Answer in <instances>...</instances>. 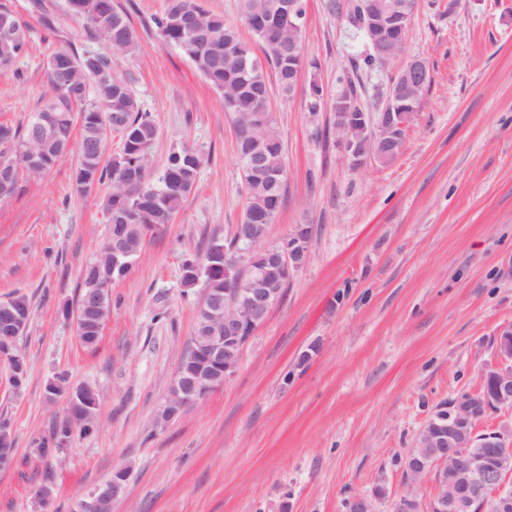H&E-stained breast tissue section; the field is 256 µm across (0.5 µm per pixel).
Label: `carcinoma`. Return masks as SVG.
Segmentation results:
<instances>
[{
	"mask_svg": "<svg viewBox=\"0 0 512 512\" xmlns=\"http://www.w3.org/2000/svg\"><path fill=\"white\" fill-rule=\"evenodd\" d=\"M328 8L344 13L348 24L364 38L368 53L362 66L373 68L383 58H394L400 46L385 48L382 40L403 41L406 34L395 28L380 31L365 18L360 0H329ZM70 16L83 21L81 36L87 40L101 37L114 52L135 56L140 52V38L129 16L118 10L113 0H67ZM240 18L247 24L254 41L244 39L236 25L224 16L204 10L197 0H166L161 14L154 16L158 36L177 46L205 80L224 96V108L232 123L260 141L256 164H240L245 205L241 223L273 224L283 206L286 186L278 185L284 173V148L267 107L269 76L283 95L292 92L295 75L293 57L301 49L302 34L288 30V0H238ZM0 15L12 20V33L0 38V70L12 68L27 52L28 28L12 11L0 9ZM262 55H257L254 45ZM245 56L251 60L246 72L229 65L225 55ZM83 57L71 51H57L47 61L48 83L57 107L52 112L39 111L26 124L0 123V166L14 172L11 195L23 192V178L42 175L75 149L79 164L75 173V189L84 191L91 184L109 183L100 197L106 218V230L125 232L140 256L145 246V229L152 231L170 223L187 198L195 192L202 155L182 146L167 157L160 176L149 172L151 149L158 137V127L146 112L134 90L131 78L114 69L112 55L99 52V67L89 71L80 65ZM425 87L411 90V95L394 101L395 112H416L422 104ZM81 120V135L73 141L74 117ZM46 126L47 136L34 143L30 132L35 122ZM118 139L112 162L103 164L108 153L109 137ZM132 272L130 267L109 269L106 244L86 266L79 300H84L91 281L103 290L98 302L102 317L112 310V283ZM201 278L215 292L224 291V261L214 260L203 269ZM196 335L200 336L193 358L185 363L192 370L203 359L202 337L224 333V323L207 309L196 312Z\"/></svg>",
	"mask_w": 512,
	"mask_h": 512,
	"instance_id": "cac0c4a2",
	"label": "carcinoma"
}]
</instances>
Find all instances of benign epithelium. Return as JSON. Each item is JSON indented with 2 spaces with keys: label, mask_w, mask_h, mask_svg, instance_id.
I'll use <instances>...</instances> for the list:
<instances>
[{
  "label": "benign epithelium",
  "mask_w": 512,
  "mask_h": 512,
  "mask_svg": "<svg viewBox=\"0 0 512 512\" xmlns=\"http://www.w3.org/2000/svg\"><path fill=\"white\" fill-rule=\"evenodd\" d=\"M427 74L426 62L412 58L406 80L420 86ZM401 115L384 112L376 119L371 112L337 113L336 134L354 159L373 157L371 142L388 137L395 128H405ZM261 224L235 226V243L224 247V297L210 304L211 313L224 319V335L209 337L208 358L191 379L171 387L160 411L158 423L165 425L185 415L199 400L222 386L239 364L245 346L271 309L279 302L282 286L291 274L310 259L311 227L297 224L278 243L264 237ZM115 262L132 263L125 237L112 241ZM24 330L20 311L12 302L0 305V355L13 363L15 391H20L27 368L23 355L15 349V339ZM499 362L492 367L493 393L483 389L459 392L448 405V415L434 413L419 431L415 447L432 448L431 459L412 455L403 468L408 485L425 481L437 492L424 506V512H471L484 497L485 512H512V417L489 429L481 428V410L495 404L497 411L512 410V327L500 331L497 341ZM17 460L12 425L0 422V471L11 469ZM124 468L112 479L87 491L77 502L75 512H112V503L125 488ZM347 512H376L372 499L355 494L347 500Z\"/></svg>",
  "instance_id": "7a95c632"
}]
</instances>
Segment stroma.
<instances>
[{
    "label": "stroma",
    "mask_w": 512,
    "mask_h": 512,
    "mask_svg": "<svg viewBox=\"0 0 512 512\" xmlns=\"http://www.w3.org/2000/svg\"><path fill=\"white\" fill-rule=\"evenodd\" d=\"M45 2L64 18L57 30L29 0H0L31 35L22 78L0 71V123L43 108L52 53L102 48L78 39L66 0ZM327 3L307 0L302 29L323 106L307 110L306 69L291 96L275 89L270 98L287 198L268 239L312 225L310 261L224 385L161 426L203 291L184 287L182 265L202 259L210 241L230 240L245 197L222 93L154 31L164 0H114L141 38L139 55L114 63L158 126L152 168L183 145L204 163L196 193L113 283L112 314L92 348L62 314L105 235L98 194L75 191V155L0 199V301L31 302L21 394L0 358V415L18 457L0 472V512H39L45 484L52 512H73L121 467L130 474L113 512H345L354 494L392 512L406 493L432 497V484L404 482L405 455L439 404L479 387L499 330L512 325V0H418L400 59L371 69L354 68L367 47ZM418 56L431 83L398 156L353 163L336 139L334 98L351 84L375 107L402 62ZM62 371L98 391L100 428L42 458L36 442L67 414L65 400L44 398Z\"/></svg>",
    "instance_id": "35a3bbf8"
}]
</instances>
